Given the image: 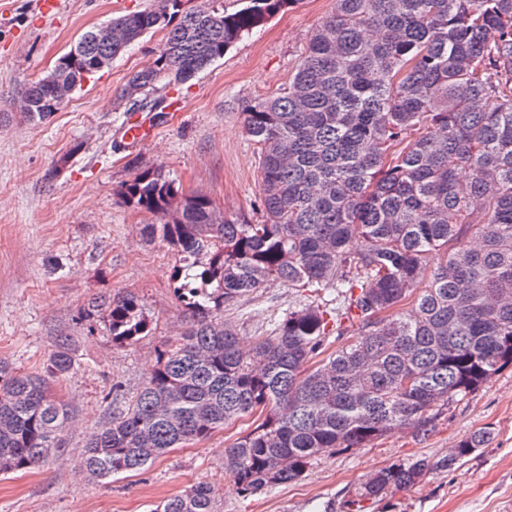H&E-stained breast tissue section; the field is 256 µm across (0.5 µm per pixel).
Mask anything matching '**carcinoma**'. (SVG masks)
<instances>
[{"label": "carcinoma", "instance_id": "carcinoma-1", "mask_svg": "<svg viewBox=\"0 0 512 512\" xmlns=\"http://www.w3.org/2000/svg\"><path fill=\"white\" fill-rule=\"evenodd\" d=\"M297 0H155L112 19V40L85 31L22 99L32 119L59 111L56 84L81 87L147 33L166 30L153 65L127 96L183 83L224 58L243 34ZM288 89L254 101L247 136L259 154L261 220L223 215L210 197L143 172L121 190L145 225L187 263L177 287L193 322L160 356L127 406L88 438L94 478L137 472L236 420L262 417L224 450L242 493L298 480L333 448L365 445L512 365V0H335ZM479 249L465 244L469 233ZM441 260L432 265L431 254ZM281 281L296 303L251 349L214 316ZM112 338L146 321L133 295L106 304ZM339 346L325 354L327 340ZM76 361L61 340L47 373ZM71 419L45 379L0 361V473L38 465ZM486 429L431 461L370 476L360 497L384 498L450 469ZM152 512H215L208 482Z\"/></svg>", "mask_w": 512, "mask_h": 512}]
</instances>
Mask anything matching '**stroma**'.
Segmentation results:
<instances>
[{
  "label": "stroma",
  "instance_id": "obj_1",
  "mask_svg": "<svg viewBox=\"0 0 512 512\" xmlns=\"http://www.w3.org/2000/svg\"><path fill=\"white\" fill-rule=\"evenodd\" d=\"M153 3L59 0L43 18L34 14V0H0V360L43 373L62 339L76 359L74 370L49 381L74 413L61 446L34 468L0 475V512H152L202 480L213 488L216 512H512V366L435 407L430 431L398 428L367 446L325 453L300 480L256 495H244L222 468L225 448L252 430L248 417L134 474L100 481L83 469L89 434L112 415L113 386L135 396L158 354L190 321L174 292L181 255L162 240L143 239L142 226L156 218L123 204L120 190L158 169L183 192L260 220L259 158L244 130V109L288 86L334 9V0H298L197 77L175 87L157 83L155 96L174 99L173 112L157 118L153 136L140 144L119 134L133 113L123 91L160 53L162 29L87 79L48 120L33 121L13 107L83 32ZM116 294L140 302L147 329L134 342L113 340L106 311L88 310L91 301ZM296 298L295 289L272 281L225 307L223 316L248 346ZM486 428L495 433L492 444L454 469L381 500L360 498L370 474L407 458H444Z\"/></svg>",
  "mask_w": 512,
  "mask_h": 512
}]
</instances>
